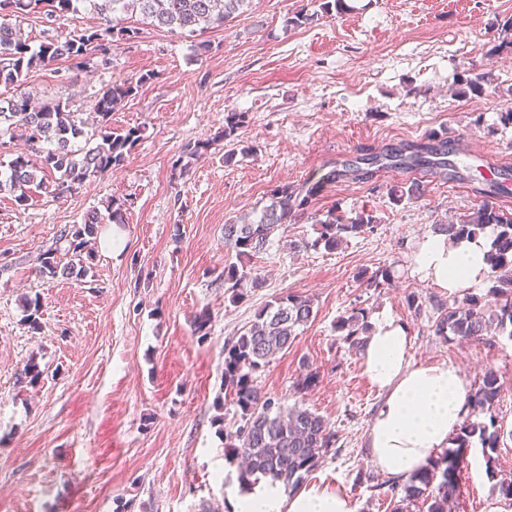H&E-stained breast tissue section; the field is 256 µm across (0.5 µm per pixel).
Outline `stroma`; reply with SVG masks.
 <instances>
[{
    "label": "stroma",
    "mask_w": 512,
    "mask_h": 512,
    "mask_svg": "<svg viewBox=\"0 0 512 512\" xmlns=\"http://www.w3.org/2000/svg\"><path fill=\"white\" fill-rule=\"evenodd\" d=\"M311 0H252L204 48L142 26L109 65L40 67L22 89L70 100L88 115L107 86L138 82L112 114L142 137L124 165L57 199L32 190L27 205L0 192V512H228L239 462L224 448L235 408L224 389V348L283 292L311 297L315 318L294 344L257 373L256 385L286 405L322 415L338 441L308 482L342 486L356 512H389L386 476L369 461L367 432L381 405L361 373L360 352L335 326L361 308L368 323L390 315L412 338L414 362L458 366L470 388L494 372L503 386L492 410L501 429L494 464L469 448L456 512H485L502 479L512 478V337L444 340L431 328L451 294L414 271L419 244L436 224L486 198L488 171L460 166L456 179L422 176L421 198L393 201L402 171L321 188L304 215L284 225L247 272L262 288L230 302L224 225L262 207L275 185H301L337 158L351 163L385 148L455 135L512 164V48L501 45L512 0H354L355 11L290 28L288 13ZM32 45L97 27L92 11L11 17ZM485 75L481 92L457 93L454 75ZM248 115L238 138L251 148L225 163L218 140L225 113ZM214 139L209 155L186 157L188 143ZM124 221L108 219L112 201ZM373 211L372 232L335 251L313 247L334 210ZM103 219L86 277L42 279L36 257L58 230ZM306 240L307 248L292 249ZM392 267L390 285L368 288L362 272ZM421 310L407 304L408 296ZM39 298L40 329L24 321ZM208 310L206 336L193 320ZM40 378L19 383L28 362ZM311 373L309 389L297 379Z\"/></svg>",
    "instance_id": "stroma-1"
}]
</instances>
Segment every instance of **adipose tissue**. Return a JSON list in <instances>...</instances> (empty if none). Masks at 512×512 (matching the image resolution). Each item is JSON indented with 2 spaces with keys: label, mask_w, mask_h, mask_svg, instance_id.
Wrapping results in <instances>:
<instances>
[{
  "label": "adipose tissue",
  "mask_w": 512,
  "mask_h": 512,
  "mask_svg": "<svg viewBox=\"0 0 512 512\" xmlns=\"http://www.w3.org/2000/svg\"><path fill=\"white\" fill-rule=\"evenodd\" d=\"M489 239L483 235L448 240L426 238L415 255V272L448 293L477 287L489 267ZM403 324L380 318L362 346L360 365L384 400L368 431L369 459L381 472L403 479L423 471L448 448L468 416L469 388L448 363H416ZM232 512H355L345 490L313 483L288 492L280 482L261 479L228 498Z\"/></svg>",
  "instance_id": "1"
}]
</instances>
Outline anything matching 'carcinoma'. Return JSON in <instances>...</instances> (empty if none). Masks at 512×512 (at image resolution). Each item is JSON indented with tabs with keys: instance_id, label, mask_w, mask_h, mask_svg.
Returning <instances> with one entry per match:
<instances>
[{
	"instance_id": "obj_1",
	"label": "carcinoma",
	"mask_w": 512,
	"mask_h": 512,
	"mask_svg": "<svg viewBox=\"0 0 512 512\" xmlns=\"http://www.w3.org/2000/svg\"><path fill=\"white\" fill-rule=\"evenodd\" d=\"M250 0H0V14L28 15L46 6L48 12H76L85 6L105 20L106 26L85 33L44 42L34 48L7 23H0V86H16L36 67H48L59 60H68L81 67L84 60L97 54H112V47L129 41L139 33L138 28L121 25V16L139 15L143 23L171 32L180 31L187 37L199 36L223 26L232 15ZM354 9L348 0H319V10L325 15H342ZM136 87L130 83L108 86L96 96L92 109L96 114L94 130H85L79 113L69 101L50 100L33 102L29 97L0 100V146L7 140L23 139L34 146L47 143L34 159L20 153L8 163L6 172H0V191L8 190L20 206L29 200L31 186L44 188L60 199L73 193L87 180L114 169L125 162L128 150L141 138L138 128L114 129L112 112ZM247 113L224 114L222 139H234L246 123ZM409 154L391 152L374 155L371 160L387 161L393 168L424 167L440 179L448 178V162H433L427 155L448 154V141L434 134L428 142L408 146ZM57 172L59 177L47 184L38 173ZM316 187L277 185L270 190L267 204L243 213L224 224V247L235 253L241 262L266 253L272 236L283 225L304 214ZM424 193L423 185L412 182L392 197L400 202L417 200ZM512 194L507 184L491 185L489 199L466 212L439 231L448 239L475 236L492 228L491 247L487 254L491 274L494 305L486 307L474 297L453 301L438 308L434 333L444 339L453 336L459 340H477L492 330L500 332L512 327V211L505 210L493 199ZM376 217L370 211H361L355 217L329 213L319 222V235L302 246L337 249L344 240L361 235L373 228ZM100 216L92 213L81 225L65 226L59 230L55 242L37 256L39 275L53 280L58 276L80 279L87 273V263L93 257L89 245L97 237ZM70 256L61 264L60 255ZM393 276L391 268L381 267L366 278L370 288H382ZM224 286L230 300L238 303L249 293L262 287V281L231 264L224 268ZM311 298L284 293L276 296L260 309L243 327L224 356V388L232 395L238 419L224 432V447L242 459L239 480L251 483L261 476L280 481L289 491L300 487L305 477L315 470L320 459L336 447V432L316 412L298 404L283 407L281 402L263 394L255 384V374L269 365L281 352L288 350L297 330L313 318ZM368 330L364 310L360 309L336 322V331L345 341L357 348ZM503 392L497 376L488 372L471 395L470 406L477 419H466L453 438L455 448L436 457L422 473L410 478L404 485L393 481L388 485L391 512H448L450 504L460 495L466 454L473 438H478L487 461L499 443L500 432L494 417L489 421L478 419L489 412Z\"/></svg>"
}]
</instances>
